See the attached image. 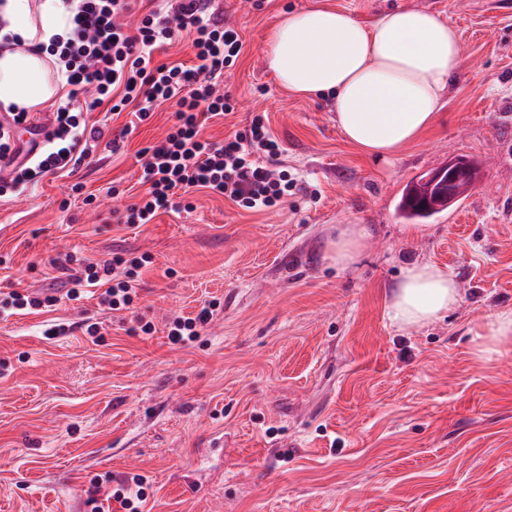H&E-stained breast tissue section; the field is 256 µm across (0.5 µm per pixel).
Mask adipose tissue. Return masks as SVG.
I'll list each match as a JSON object with an SVG mask.
<instances>
[{
  "label": "adipose tissue",
  "instance_id": "ef3b65f1",
  "mask_svg": "<svg viewBox=\"0 0 512 512\" xmlns=\"http://www.w3.org/2000/svg\"><path fill=\"white\" fill-rule=\"evenodd\" d=\"M71 14L62 0H0V107L39 110L66 81L46 45L66 37ZM457 29L438 15L395 7L363 24L349 11L321 6L285 15L264 48L279 84L301 97L327 96L346 140L368 155L389 157L436 120L463 60ZM368 229L339 230L328 257L341 268L358 260ZM454 275L435 264L407 265L393 288L388 317L422 325L453 310Z\"/></svg>",
  "mask_w": 512,
  "mask_h": 512
}]
</instances>
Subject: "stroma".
Returning a JSON list of instances; mask_svg holds the SVG:
<instances>
[{
  "label": "stroma",
  "mask_w": 512,
  "mask_h": 512,
  "mask_svg": "<svg viewBox=\"0 0 512 512\" xmlns=\"http://www.w3.org/2000/svg\"><path fill=\"white\" fill-rule=\"evenodd\" d=\"M326 4L363 23L395 7L427 10L461 34L464 69L433 128L377 159L348 143L326 99L282 88L265 43L285 14ZM244 48L224 87L232 123L267 113L303 189L286 205L242 210L205 192L133 229L111 213L136 186L160 112L118 152L98 150L75 178L0 196V293L53 292L54 314L0 313V512H95L93 476L145 475L142 512H512V340L476 354V332L512 307V0H214ZM482 179L430 223L403 219L405 186L451 157ZM98 209L70 194L72 180ZM369 227L349 269L326 254L339 228ZM150 254L138 312L146 335L65 300L51 259ZM455 275L458 306L423 326L387 317L404 266ZM219 307L199 341L167 339L171 317ZM103 323L105 341L48 340L51 318Z\"/></svg>",
  "instance_id": "stroma-1"
}]
</instances>
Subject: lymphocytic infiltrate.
<instances>
[{
    "label": "lymphocytic infiltrate",
    "mask_w": 512,
    "mask_h": 512,
    "mask_svg": "<svg viewBox=\"0 0 512 512\" xmlns=\"http://www.w3.org/2000/svg\"><path fill=\"white\" fill-rule=\"evenodd\" d=\"M71 3L72 29L50 47L73 95L88 96L93 108L109 105L115 115L131 111L141 122L162 106L173 109L165 137L138 153V182L144 191L126 206L119 223H151L173 208L175 196L202 189L254 212L279 208L294 195L297 183L263 115H253L221 140L203 134L209 121L235 112L222 81L243 47L237 30L211 11V0H170L167 10L149 9L133 26L120 20L130 0ZM185 29L194 33V65L157 60L155 51ZM29 121L28 112L21 110L0 122V196L21 194L26 184L43 176L77 173L103 136L100 128L88 125L83 112L65 105L53 112L43 141L24 149L17 145L14 129ZM151 262L146 253H117L99 262L69 254L54 263L65 276L64 295L15 290L6 304L47 312L61 299L75 300L84 289L95 288L101 306L134 313L137 330L149 334L153 324L134 309L140 271Z\"/></svg>",
    "instance_id": "obj_1"
}]
</instances>
